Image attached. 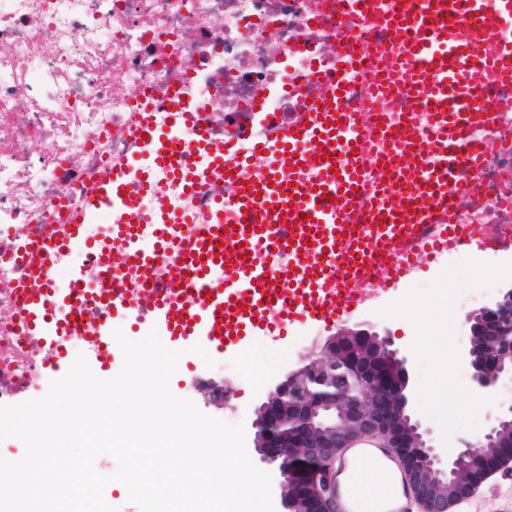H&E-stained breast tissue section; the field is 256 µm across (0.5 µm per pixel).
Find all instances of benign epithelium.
<instances>
[{
    "label": "benign epithelium",
    "instance_id": "1",
    "mask_svg": "<svg viewBox=\"0 0 512 512\" xmlns=\"http://www.w3.org/2000/svg\"><path fill=\"white\" fill-rule=\"evenodd\" d=\"M463 354L478 392L512 382V287L466 316ZM406 358L370 328L344 327L309 362L278 382L258 409L255 448L276 465L283 512H335L328 479L342 449L361 438L401 457L423 512H448L512 462V404L484 433L446 451L433 446L407 407Z\"/></svg>",
    "mask_w": 512,
    "mask_h": 512
}]
</instances>
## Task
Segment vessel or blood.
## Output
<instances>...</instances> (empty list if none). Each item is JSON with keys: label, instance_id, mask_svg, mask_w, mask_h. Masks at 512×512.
<instances>
[{"label": "vessel or blood", "instance_id": "obj_1", "mask_svg": "<svg viewBox=\"0 0 512 512\" xmlns=\"http://www.w3.org/2000/svg\"><path fill=\"white\" fill-rule=\"evenodd\" d=\"M397 2L401 12L394 15L381 10L380 0H339L344 17L375 19L407 36L411 65L398 84L432 114L431 136L403 129L379 161L388 175L370 192L362 190L364 115L349 93L329 92L280 127L277 139L252 138L246 151L234 136L223 148L212 147L196 113L179 105L167 121L188 132L190 143L175 145L145 111L138 139L170 177L188 180L184 157L191 145L208 175L252 172L253 182L236 189L242 228L226 230L224 201L215 199L146 313L105 280L91 279L86 267L59 270V278L111 302L116 314L139 328L160 327L169 349L203 343L224 355L257 336L343 318L363 304L358 283L365 274L381 270V287L392 290L422 253L447 252L452 241L466 244L465 229L451 215L465 175L480 166L470 133L492 120L485 93L490 83L512 82V43L495 40L485 0ZM263 153L276 165L251 171L250 155ZM136 172L132 161L110 168L71 215L64 235L77 236L87 224L111 225L113 246L147 270L169 239V217L148 226L112 221L116 208L129 205ZM44 279L36 268L22 285L29 327L40 336L71 332L65 299L59 289L44 287ZM333 486L336 512H411L400 461L376 441L356 442L336 459Z\"/></svg>", "mask_w": 512, "mask_h": 512}]
</instances>
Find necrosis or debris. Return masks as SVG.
<instances>
[{
	"instance_id": "4bbe7bcc",
	"label": "necrosis or debris",
	"mask_w": 512,
	"mask_h": 512,
	"mask_svg": "<svg viewBox=\"0 0 512 512\" xmlns=\"http://www.w3.org/2000/svg\"><path fill=\"white\" fill-rule=\"evenodd\" d=\"M376 57L408 65L405 47L386 33L336 16L334 0H0V405L38 386L60 353H95L94 336L46 341L26 331L19 285L27 242L62 233L106 165L138 156L134 127L151 103L158 125L179 94L200 112L215 143L229 132L268 134L252 113L287 123L336 80L345 39ZM366 112L411 111L428 131L429 112L377 98L351 79ZM495 101L480 170L454 221L474 237H512V86H492ZM224 183L187 193L165 172L153 175L131 216L155 223L164 212L203 214Z\"/></svg>"
}]
</instances>
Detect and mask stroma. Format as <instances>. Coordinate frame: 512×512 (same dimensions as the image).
<instances>
[{
  "label": "stroma",
  "mask_w": 512,
  "mask_h": 512,
  "mask_svg": "<svg viewBox=\"0 0 512 512\" xmlns=\"http://www.w3.org/2000/svg\"><path fill=\"white\" fill-rule=\"evenodd\" d=\"M473 247L459 249L453 258H438L424 263L402 280L395 291L382 295L375 304L358 308L347 317V325L367 324L388 338L394 349L407 359L409 373L408 409L413 418L430 429L435 442L443 447L455 446L459 439L485 431L493 422L499 405L512 403V386L503 385L495 401L480 403L467 387L450 384L447 370H463L461 361H448L447 347L433 339V325L444 317L435 306L434 294L450 300L454 289L472 287ZM414 304L413 321H403L397 306L402 300ZM338 324H310L291 329L281 340H264L258 357L259 371L237 364L230 374L211 375L213 382L232 387L236 393V410L225 409L223 403L212 401L208 388L199 385L198 376L208 373L198 355H189L169 382L172 393L191 399L204 413L229 423H243L246 435H254L253 423L265 394L301 361L315 353L319 344L335 334Z\"/></svg>",
  "instance_id": "35a3bbf8"
}]
</instances>
